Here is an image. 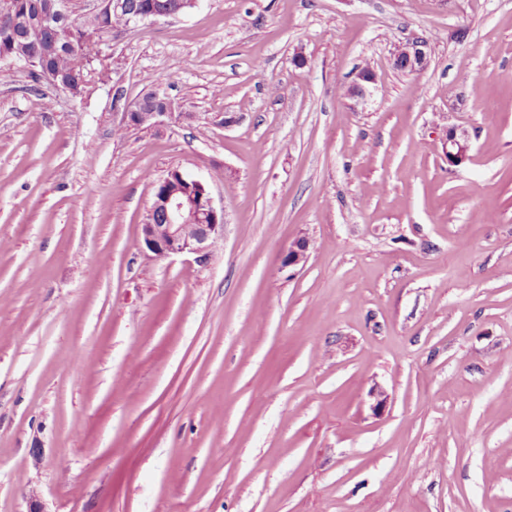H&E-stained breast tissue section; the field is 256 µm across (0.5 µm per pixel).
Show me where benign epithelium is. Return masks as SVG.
<instances>
[{
	"mask_svg": "<svg viewBox=\"0 0 512 512\" xmlns=\"http://www.w3.org/2000/svg\"><path fill=\"white\" fill-rule=\"evenodd\" d=\"M43 18L49 22L74 26L79 22L64 0H51ZM427 42L411 41L397 46L393 58L397 66L422 70L428 63ZM375 82L371 71L358 73L349 85L348 97L363 99L366 85ZM147 115L151 125L160 126L172 116L171 102L150 93L132 103L124 118L129 126ZM471 142L469 134L456 128L448 129V163L459 166L469 160ZM179 177L184 184L163 196H153L146 222L141 225L138 249L156 259L177 255H192L202 261L209 257L215 244L224 236V213L218 211L205 184L183 172Z\"/></svg>",
	"mask_w": 512,
	"mask_h": 512,
	"instance_id": "1",
	"label": "benign epithelium"
}]
</instances>
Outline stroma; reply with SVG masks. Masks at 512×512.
Returning <instances> with one entry per match:
<instances>
[{"mask_svg":"<svg viewBox=\"0 0 512 512\" xmlns=\"http://www.w3.org/2000/svg\"><path fill=\"white\" fill-rule=\"evenodd\" d=\"M150 92L175 117L125 126ZM173 169L224 212L206 260L136 246ZM34 491L512 512V0H199L102 32L77 97L0 61V512ZM427 42L411 41L397 46L393 58L397 66H405L411 70H423L427 63ZM471 142L469 134L465 130L458 132L457 128H450L447 135L448 163L459 166L469 160Z\"/></svg>","mask_w":512,"mask_h":512,"instance_id":"1","label":"stroma"}]
</instances>
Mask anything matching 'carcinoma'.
I'll use <instances>...</instances> for the list:
<instances>
[{
	"label": "carcinoma",
	"mask_w": 512,
	"mask_h": 512,
	"mask_svg": "<svg viewBox=\"0 0 512 512\" xmlns=\"http://www.w3.org/2000/svg\"><path fill=\"white\" fill-rule=\"evenodd\" d=\"M43 0H19L22 15L30 22H35L41 15ZM128 10L112 13L111 26H126L131 13L143 12L145 8L165 9L182 13L185 8L182 0H125ZM100 31V17L93 13L83 18L79 28H62L58 35L48 41L31 44L20 35L9 29H0V49L13 54L17 65L26 67L25 56H38L37 65L29 70L32 81L37 83L45 79L52 84L65 88L73 96L80 95L84 90L81 70L74 66L77 57L93 58L98 53L97 36Z\"/></svg>",
	"instance_id": "cac0c4a2"
}]
</instances>
